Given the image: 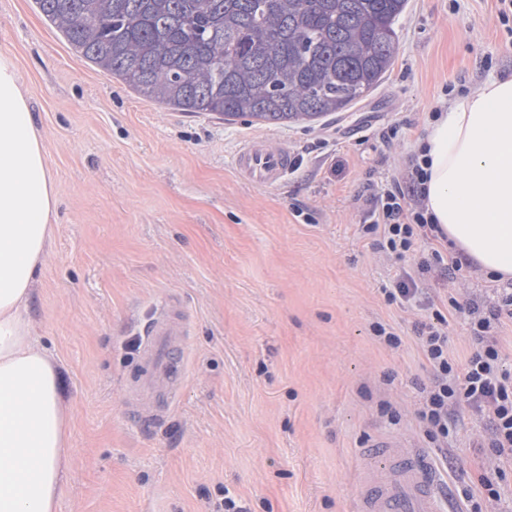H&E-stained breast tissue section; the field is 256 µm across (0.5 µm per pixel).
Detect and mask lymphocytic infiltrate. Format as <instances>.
Returning a JSON list of instances; mask_svg holds the SVG:
<instances>
[{
  "label": "lymphocytic infiltrate",
  "instance_id": "obj_1",
  "mask_svg": "<svg viewBox=\"0 0 512 512\" xmlns=\"http://www.w3.org/2000/svg\"><path fill=\"white\" fill-rule=\"evenodd\" d=\"M424 173L416 156H409L402 181L393 182L381 191H368V208L361 221L364 237L372 239L380 250L403 257L417 243H424L434 260L438 275L445 276L460 269V258L441 252L433 224L426 216L421 190ZM475 347L463 368L448 360V320L440 310H433L432 322L420 328L421 346L434 372L418 411L427 433L433 438H446L448 424L460 405L485 416L490 425L492 460L480 477L489 499H496L495 481L503 474L502 463L512 462V377L500 369L501 348L494 334L503 322H512V293L500 301L483 307L472 305Z\"/></svg>",
  "mask_w": 512,
  "mask_h": 512
}]
</instances>
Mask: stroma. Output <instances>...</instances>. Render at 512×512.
I'll use <instances>...</instances> for the list:
<instances>
[{
    "label": "stroma",
    "instance_id": "1",
    "mask_svg": "<svg viewBox=\"0 0 512 512\" xmlns=\"http://www.w3.org/2000/svg\"><path fill=\"white\" fill-rule=\"evenodd\" d=\"M498 0H408L395 63L356 106L272 125L167 108L77 53L34 0H0L57 196L29 316L71 410L73 466L57 512H352L365 450L393 440L428 458L440 512H472L488 423L461 408L447 442L417 415L432 380L418 328L387 303L389 263L359 236L366 184L384 185L434 110L512 73ZM288 146L284 182L235 167L246 143ZM428 282L448 357L473 347L469 303L497 281L470 265ZM171 305L187 327L179 395L161 423L131 415L145 324ZM384 325L398 347L374 333Z\"/></svg>",
    "mask_w": 512,
    "mask_h": 512
}]
</instances>
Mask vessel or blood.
I'll use <instances>...</instances> for the list:
<instances>
[{"instance_id":"vessel-or-blood-1","label":"vessel or blood","mask_w":512,"mask_h":512,"mask_svg":"<svg viewBox=\"0 0 512 512\" xmlns=\"http://www.w3.org/2000/svg\"><path fill=\"white\" fill-rule=\"evenodd\" d=\"M294 163L290 148L273 150L260 141L245 144L235 158L239 173L260 186L282 182ZM185 334L184 324L166 310L156 312L146 327L136 380L138 399L150 406L139 414L144 423L159 422L170 409L184 371ZM434 483L423 452L405 453L395 443H383L365 458L357 512H437Z\"/></svg>"}]
</instances>
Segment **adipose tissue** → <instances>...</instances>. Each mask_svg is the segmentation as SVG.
I'll use <instances>...</instances> for the list:
<instances>
[{"mask_svg":"<svg viewBox=\"0 0 512 512\" xmlns=\"http://www.w3.org/2000/svg\"><path fill=\"white\" fill-rule=\"evenodd\" d=\"M418 154L426 214L467 261L512 280V77L452 97ZM57 197L29 98L0 53V512H56L71 465V411L28 307Z\"/></svg>","mask_w":512,"mask_h":512,"instance_id":"ef3b65f1","label":"adipose tissue"}]
</instances>
